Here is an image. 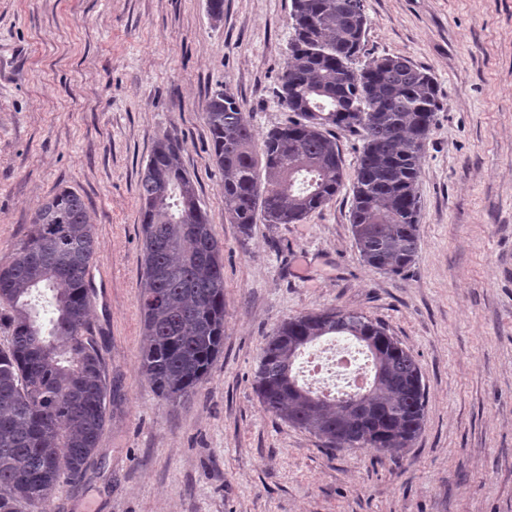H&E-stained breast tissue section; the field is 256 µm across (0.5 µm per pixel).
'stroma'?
<instances>
[{
    "mask_svg": "<svg viewBox=\"0 0 512 512\" xmlns=\"http://www.w3.org/2000/svg\"><path fill=\"white\" fill-rule=\"evenodd\" d=\"M361 60L408 57L440 110L418 184L414 263H364L349 215L359 138L339 133L344 185L299 224L224 214L203 119L228 85L257 134L276 95L292 0H0V265L59 188L97 232L90 331L114 392L82 478L48 512H512V0H363ZM223 244L224 350L188 402L140 371L138 182L164 135ZM341 308L386 325L423 371L425 426L391 455L326 450L265 412L256 361L288 317Z\"/></svg>",
    "mask_w": 512,
    "mask_h": 512,
    "instance_id": "obj_1",
    "label": "stroma"
}]
</instances>
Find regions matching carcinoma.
<instances>
[{
    "instance_id": "cac0c4a2",
    "label": "carcinoma",
    "mask_w": 512,
    "mask_h": 512,
    "mask_svg": "<svg viewBox=\"0 0 512 512\" xmlns=\"http://www.w3.org/2000/svg\"><path fill=\"white\" fill-rule=\"evenodd\" d=\"M291 20L279 97L293 118L260 137L230 88L207 96L225 217L247 237L258 222L299 224L329 204L344 182L334 130L349 131L362 140L350 211L356 249L363 262L399 275L418 250L417 184L439 110L437 83L404 56L353 67L367 27L363 0H292ZM138 190L140 368L158 398L179 405L224 346L223 245L176 139L155 142ZM188 208L199 211L196 224L174 223ZM96 259L86 204L63 188L37 206L26 238L0 266V326L9 333L0 347V512L39 508L61 479L82 475L98 448L110 392L99 349L86 337V276ZM325 336H358L366 348L387 337L370 353L382 375L361 403L292 386L302 348ZM254 387L266 412L334 450L409 448L428 403L415 357L382 323L342 309L280 323L258 357Z\"/></svg>"
}]
</instances>
